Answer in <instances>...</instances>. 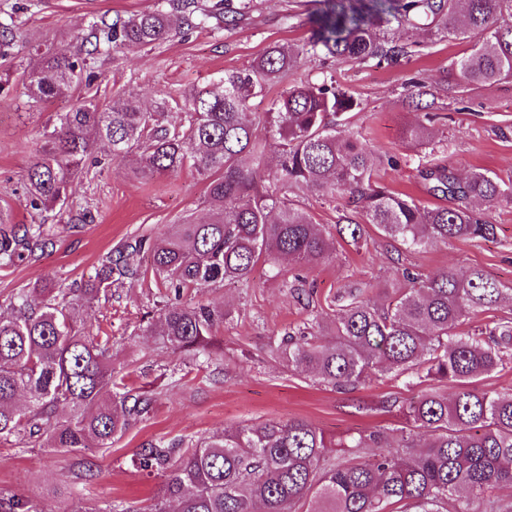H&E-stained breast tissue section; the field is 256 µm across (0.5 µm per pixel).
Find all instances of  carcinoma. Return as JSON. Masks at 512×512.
<instances>
[{
  "instance_id": "1",
  "label": "carcinoma",
  "mask_w": 512,
  "mask_h": 512,
  "mask_svg": "<svg viewBox=\"0 0 512 512\" xmlns=\"http://www.w3.org/2000/svg\"><path fill=\"white\" fill-rule=\"evenodd\" d=\"M317 2L307 41L271 46L250 68L227 69L182 94L177 123L166 119L169 99L148 110L129 95L104 106L83 101L46 127L24 178L32 209L64 205L100 141L115 160L135 157L137 179L195 171L205 183L210 216L185 218L153 238H131L81 288L48 278L10 300L13 314H0V444L59 453L110 448L151 413L154 395L130 389L125 368L114 365L112 337L94 336L82 324L85 307L108 299L128 279L150 272L176 293L247 284L260 260L277 279L283 259L313 267L334 258L339 240L364 245L369 225L410 250L495 234L471 202L511 204L512 178L489 172L461 178L450 167L422 162L429 192L449 202L424 207L373 181L370 149L339 131L359 103L335 82L290 84L262 113L250 111V100L319 46L341 61H400L407 47L381 34L392 21L470 44L448 69L451 98L463 87L511 80L512 0ZM242 16L228 7L212 13L198 0L101 16L90 22V48L76 54L46 46L42 65L25 73L24 95L48 102L91 81V61L101 56L151 47L209 19L232 29ZM431 96L427 85L412 81L405 105L428 117ZM295 190L330 205L346 194L349 212L330 230L290 198ZM51 243L43 224L9 225L0 218V268ZM402 277L409 286L382 288L385 305L351 290L331 316L311 312L281 336L271 356L341 392L373 374L423 370L451 395L431 389L410 401L403 407L405 426L391 442L378 432L336 440L307 420H266L197 440L150 442L133 462L164 478L150 512H387L390 505L402 512H474L471 504L485 500L490 488L512 487V392L478 386L509 357L512 323L490 319L472 332L461 329L472 316L496 311L506 288L477 267L416 277L405 270ZM228 316L222 307L162 299L146 332L172 353L209 365L223 350L213 330ZM363 448L375 452L363 458ZM0 512L41 510L1 490Z\"/></svg>"
}]
</instances>
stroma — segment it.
<instances>
[{
    "instance_id": "stroma-1",
    "label": "stroma",
    "mask_w": 512,
    "mask_h": 512,
    "mask_svg": "<svg viewBox=\"0 0 512 512\" xmlns=\"http://www.w3.org/2000/svg\"><path fill=\"white\" fill-rule=\"evenodd\" d=\"M160 2L0 0V25L13 34L11 56L5 63L10 76L0 81V211L16 224L49 225L53 239L45 251L0 268V304L20 288L49 276L69 284L83 282L127 239L157 234L186 215L198 219L206 215L204 184L194 171L143 182L132 177L128 162L107 157L101 145L94 152V163L73 181L69 209L30 208L23 191L24 174L55 113L85 100L105 105L131 91L151 106L160 98H176L206 86L225 70L249 68L269 47L296 44L311 34L314 0H200L208 10L226 5L244 8L245 16L231 30L206 23L152 50L120 53L95 63L91 83L29 106L21 76L39 63V49L53 45L78 51L93 17L126 16ZM385 32L409 44L410 54L401 64L338 61L319 50L289 72L286 81L333 79L347 88L359 106L345 128L380 156L375 180L422 205L434 203L417 172L424 158L462 175L485 170L512 177V81L468 88L461 99L449 98L444 82L448 65L467 51V43L439 37L427 28L392 24ZM412 78L435 93L433 139L426 143L401 137L403 128L421 119L403 102ZM84 209L91 210L94 223L69 228L71 212ZM486 217L496 226L494 237L488 239L452 240L420 252H399L377 238L361 251L343 246L335 260L300 269L299 280L286 284L270 278L267 266L260 263L249 285L185 289L182 302L210 301L233 313L214 331L223 344L222 360L202 368L187 364L185 356L171 353L146 335L161 294L154 280L127 281L108 302L86 308L83 318L93 333L111 336L113 360L127 367L130 382L156 393L152 413L109 448L54 454L0 445V490L27 497L40 512H107L118 502L131 512H147L161 493L163 479L135 469L131 460L148 443L198 439L268 419L308 420L335 438L401 427L399 403L434 388V381L410 374L374 375L358 389L339 393L275 361L270 347L310 310L329 313L331 301L348 287L365 288L377 303H386L380 284L393 281L404 268L427 275L477 267L512 289V203L488 209ZM390 398L397 399V407L383 408V401ZM82 461L93 463L94 481L79 479Z\"/></svg>"
}]
</instances>
